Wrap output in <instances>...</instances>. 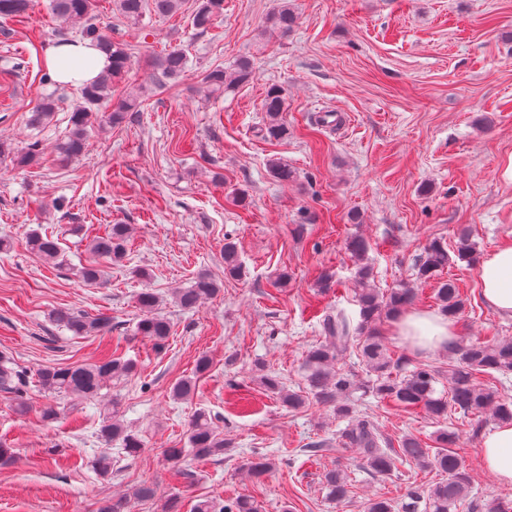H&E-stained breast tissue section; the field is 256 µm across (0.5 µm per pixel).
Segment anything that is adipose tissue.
Returning a JSON list of instances; mask_svg holds the SVG:
<instances>
[{"label": "adipose tissue", "mask_w": 512, "mask_h": 512, "mask_svg": "<svg viewBox=\"0 0 512 512\" xmlns=\"http://www.w3.org/2000/svg\"><path fill=\"white\" fill-rule=\"evenodd\" d=\"M44 62L56 79L65 85L80 86L94 80L108 60L86 41H60L48 46ZM481 295L490 309L512 316V243L498 247L481 263ZM396 335L426 350L445 349L454 341L456 330L447 316L427 311H407L392 321ZM486 468L505 485H512V424L499 425L482 442Z\"/></svg>", "instance_id": "ef3b65f1"}]
</instances>
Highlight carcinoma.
<instances>
[{"label":"carcinoma","instance_id":"obj_1","mask_svg":"<svg viewBox=\"0 0 512 512\" xmlns=\"http://www.w3.org/2000/svg\"><path fill=\"white\" fill-rule=\"evenodd\" d=\"M33 0H0V17H21L28 15ZM115 10L121 19L137 23L147 10L159 15L178 13L183 0H113ZM50 10L55 19L62 23L80 26V36L90 39L112 62L110 69L102 73L93 83L81 88L83 105L72 112L68 134L56 147L59 160L68 163L82 157L88 147V137L94 127L102 104L112 106L108 122L119 125L128 113L141 111L146 95L142 85H124L121 98L112 103V88L123 85L131 65V52L128 45L112 40L98 26L96 0H50ZM224 13V0H201L192 15L193 26L201 33L208 31L217 17ZM297 17L290 0H282L279 9L267 18V27L283 35L291 32ZM152 84L166 88V83L185 73L188 59L184 52L173 49L163 53L152 62ZM252 79V65L241 59L231 71L216 66L201 74L200 82L211 93H227L248 83ZM56 110V101L50 96L40 99L31 110L29 127L36 129L49 123ZM265 112V135L281 139L288 136V125L284 120L285 100L277 86L267 89L262 101ZM42 152L37 141L29 143L24 150L14 154L13 162L19 167L40 164ZM128 227L113 224L101 235L89 240V251L109 263H119L126 255ZM27 246L44 262L54 266L66 262L65 253L59 239L53 234L38 230L29 233ZM450 265L448 249L443 243L434 240L428 244L419 258L416 276L428 278ZM224 270L238 275L235 243H224ZM361 285L358 293L360 322L338 312L329 314L322 320L324 342L312 347L304 361V379L308 392H294L285 389L271 377H263L264 386L279 396L283 405L297 410L310 402L333 408L336 414L348 418L347 425L340 432V442L352 448L361 458L364 468L374 476L390 473L396 463H409L423 470H430L440 476L435 484L425 487H410L399 506L390 499L377 496L370 499L367 512H456L466 499L470 488V476L463 458L456 450L457 433L453 428H442L437 432L438 447L425 448L413 435H405L399 448L389 446L373 417L353 410L350 400L355 390L360 389L379 399H389L404 408L420 407L431 418L444 421L448 410L455 409L465 414L480 416L487 412L494 419L512 422V402L501 400L496 391L479 385L475 374L495 371L502 375L512 372V340L479 341L466 344L454 341L448 345V371H443L426 363H412L407 357L392 358L372 324L381 315L395 316L410 307L416 298L415 289L400 285L386 294L370 287V268L360 266L357 270ZM221 291V284L206 274L198 275L192 284L176 288L173 297L185 310H193L202 301L211 299ZM441 311L450 317L461 313L466 301L453 280L441 283L437 292ZM137 304L142 316L137 324V333L149 338L157 350L167 345L171 334L170 323L155 312L157 297L145 290L139 293ZM54 321L76 335L95 333L106 335L112 332V317L104 314L96 316L77 315L69 310H59ZM355 350L365 370V378L358 383L354 374L335 367L337 350ZM135 370L134 362L121 360L104 354L90 363L66 366H47L37 369L35 379L45 394L53 397H70L78 400L100 401L101 391L107 382L127 376ZM448 379V396L437 394L435 384L441 375ZM29 385L28 372L21 369L11 358L0 353V391L12 395L16 401V411L23 415L28 410L24 394ZM196 381L184 378L171 390L176 401H186L194 396ZM106 423L100 429V437L110 444L118 441L124 452L135 455L140 452L142 443L136 433L124 426L112 412V402L104 404ZM227 443L221 435L217 422L205 413L196 412L188 425L187 447L169 448L166 457L172 463H179L187 456L205 459L224 452ZM242 467L256 479H261L273 468V464L262 456H251L244 460ZM324 486L330 499L342 502L350 493V479L347 473L336 468L324 476ZM153 485L142 483L135 486L128 495L105 499L100 502L97 512H131V502L147 501L155 497ZM194 512H257V508L246 498H237L221 508L208 499H200Z\"/></svg>","mask_w":512,"mask_h":512}]
</instances>
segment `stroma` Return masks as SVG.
Masks as SVG:
<instances>
[{
	"mask_svg": "<svg viewBox=\"0 0 512 512\" xmlns=\"http://www.w3.org/2000/svg\"><path fill=\"white\" fill-rule=\"evenodd\" d=\"M281 0H224L208 32L194 29L197 0L172 16L145 14L138 24L118 19L112 0H98L100 25L132 50L128 82L148 84V62L184 50L188 69L170 89L148 96L121 125L99 116L83 157L57 162L55 144L80 105L79 88L58 91L57 112L44 128L27 125L48 89L41 83L47 46L59 41L48 0H35L27 18L0 17V137L15 148L39 140L43 163L21 168L0 158V351L26 370L90 362L104 352L133 359L135 371L109 383L118 418L136 432V456L98 437L103 411L78 402L46 424L49 398L30 387L26 415L0 392V441L11 460L0 464V512H95L102 498L141 483L157 488L132 512H161L173 496L181 512L197 499L216 505L245 497L258 512H366L368 500H400L409 486H429L435 473L412 464L372 476L357 453L343 448L346 425L332 408L283 406L259 381L260 371L287 388L304 387L303 363L321 340L328 313L358 318L357 268L368 264L379 292L400 284L416 290L414 309H439L436 290L453 280L466 300L454 326L460 342L512 338V317L495 313L481 296L479 267L463 261L428 279L414 265L431 240L456 254L469 234L478 259L512 242V0H291L298 16L288 35L266 30ZM253 65L251 81L208 94L201 74ZM286 102L288 135L262 133L261 102L270 86ZM293 170L282 183L271 159ZM112 224L129 227L127 255L100 285L79 276L90 259L88 239ZM59 236L67 263L54 267L28 252L30 231ZM363 238L364 259L347 249ZM234 242L242 276L224 273V244ZM333 279L321 287V272ZM222 283L195 310L181 308L174 289L198 273ZM172 326L164 351L136 333L144 290ZM112 317L106 336H77L58 327L55 311ZM211 367L197 374L200 357ZM196 381L192 400L177 402L179 380ZM359 412L376 420L392 443L408 433L434 447L440 425L423 409L355 393ZM204 410L224 430L223 454L185 458L173 468L169 448L186 445L192 414ZM457 451L471 478L472 498H512L481 456L472 434H490L491 416L449 412ZM325 443L316 456L305 451ZM262 453L274 469L255 481L244 456ZM110 454L112 473L90 464ZM343 468L349 497L329 501L325 472ZM192 480H185L184 472Z\"/></svg>",
	"mask_w": 512,
	"mask_h": 512,
	"instance_id": "obj_1",
	"label": "stroma"
}]
</instances>
